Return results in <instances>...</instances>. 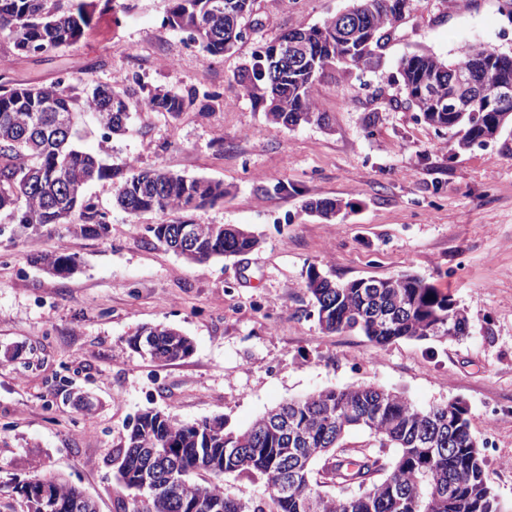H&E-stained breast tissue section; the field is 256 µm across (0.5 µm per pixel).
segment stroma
<instances>
[{
  "label": "stroma",
  "instance_id": "1",
  "mask_svg": "<svg viewBox=\"0 0 512 512\" xmlns=\"http://www.w3.org/2000/svg\"><path fill=\"white\" fill-rule=\"evenodd\" d=\"M87 3L90 26L62 52L22 57L0 36V82L218 93L210 108L175 118L134 113L130 132L108 142L86 123L78 145L109 166L223 181L224 201L190 221L245 227L260 246L190 264L148 232L158 216L115 208L108 179L87 190L107 236L68 224L23 231L1 215L0 482L50 471L85 490L98 512H121L128 496L113 457L144 410L190 423L221 416L242 430L290 398L377 386L420 408L466 402L487 480L511 506L512 470L498 460L512 456V126L488 145L451 149L448 134L406 104L398 80L414 52L453 62L480 44L511 56L502 0H414L378 67H328L315 90L323 121L294 129L268 123L236 77L257 47L352 0H255L246 37L205 68L185 34L164 26L168 0H132L117 14ZM313 199L343 210L321 220L305 209ZM60 251L78 260L68 277L33 262ZM312 267L338 282L418 275L465 309L470 332L384 347L327 332L305 288ZM156 324L182 330L194 353L158 363L129 347L139 326Z\"/></svg>",
  "mask_w": 512,
  "mask_h": 512
}]
</instances>
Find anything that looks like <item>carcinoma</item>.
Segmentation results:
<instances>
[{
	"label": "carcinoma",
	"mask_w": 512,
	"mask_h": 512,
	"mask_svg": "<svg viewBox=\"0 0 512 512\" xmlns=\"http://www.w3.org/2000/svg\"><path fill=\"white\" fill-rule=\"evenodd\" d=\"M410 2L354 0L351 12L359 35L351 48L330 35L336 30L334 16L319 25L290 29L280 40L307 34L306 64L270 61L274 45L267 44L255 51L236 82L263 106L273 124L292 128L320 121L314 96L319 76L336 63L377 65L382 48L378 34L393 29L395 17L410 11ZM252 12L253 0H170L164 23L187 33L199 53L211 59L237 46L225 38L224 15L241 26ZM90 22L84 0H0V34L21 56L72 46ZM489 53L486 47L469 45L453 63L426 53L401 61L408 103L425 122L447 131L454 148H471L488 124L502 127L512 114H491L480 107L465 115L438 112L418 90L435 77L448 91L455 68H477ZM480 81L487 88L511 83L512 57L483 71ZM201 97L212 95L143 85L118 91L100 84L79 93L62 80L50 86L1 85L0 214L23 227L66 224L77 214L81 232L105 235L109 224L86 199V188L110 178L116 205L132 215L162 216L148 232L186 260L202 265L215 257L251 252L258 239L247 230L203 224L187 253L174 237L177 225L165 220L172 212L189 213L224 199V182L131 164L109 168L75 142L79 123L87 119L108 140L126 134L132 112L140 108L177 116ZM306 208L326 219L339 205L317 199ZM36 262L54 275L77 267L76 257L63 252L39 255ZM306 289L316 315L326 311L320 326L329 332H357L381 346L469 334L464 310L417 275L383 278L372 295L355 280L336 282L312 267ZM140 335L152 337L143 353L154 361H176L194 351L190 338L170 326L140 327L129 338L131 347L138 348ZM354 429H367L384 442L376 450L346 448L342 440ZM116 460L117 479L129 491L124 512H508L487 481L469 413L459 402L421 409L397 392L371 386L324 389L285 401L243 431L227 429L222 417L186 423L162 411H144L116 450ZM174 468L182 473L178 483L165 478ZM146 469L160 476L150 489L141 485ZM235 473L262 480L267 499L249 502L227 492L224 476ZM363 475L368 487L346 490ZM323 487L338 494H324ZM8 489L24 505L23 512H74L76 502L87 497L79 487L41 470Z\"/></svg>",
	"instance_id": "1"
}]
</instances>
